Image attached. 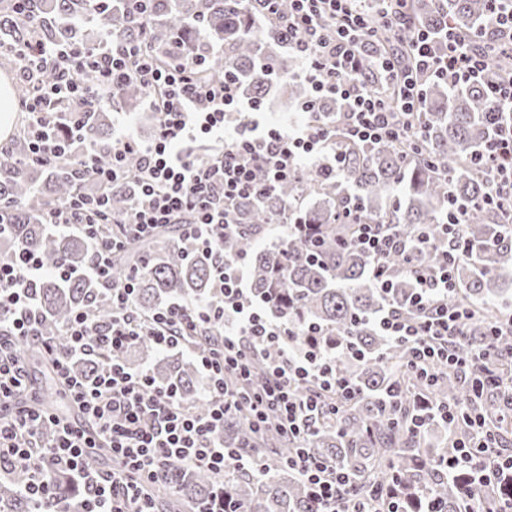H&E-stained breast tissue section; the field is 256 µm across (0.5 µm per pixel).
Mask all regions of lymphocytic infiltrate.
I'll return each mask as SVG.
<instances>
[{"instance_id": "f902f5d3", "label": "lymphocytic infiltrate", "mask_w": 512, "mask_h": 512, "mask_svg": "<svg viewBox=\"0 0 512 512\" xmlns=\"http://www.w3.org/2000/svg\"><path fill=\"white\" fill-rule=\"evenodd\" d=\"M254 2L261 15L287 30L288 48L302 61L299 76L310 89L302 111L338 103L349 135L359 141L413 137L420 99L417 72L454 87L483 82L490 100L485 120L495 136L476 163L490 179V203L512 219V77L491 76L486 55L472 39L449 38L446 51L439 52L427 33H415L407 46V71L384 53L376 59V74L369 75L361 68V54L372 37L367 0H290L285 13L281 0ZM10 52L28 85L19 105L33 164L55 166L66 155L57 130L77 131L78 115L127 81L144 88V104L157 122L147 143L120 137L106 152L84 146L78 166L100 184V192L61 202L43 216L57 234H80L90 241L84 274L100 285L112 309L109 322L75 312L62 329L67 352L59 354L55 340L41 333L35 288L49 275L68 280L71 270L63 264L45 268L22 245L0 258V476L18 467L28 471L29 512H66L47 479L55 471L68 473L85 491L83 512H158L149 489L174 463L218 475L260 472L251 453L225 447L221 434L228 413L243 409L257 427L271 422L279 432L303 438L312 418L335 414L337 401L351 398L354 387L337 375L328 346L293 348L287 320L252 300L244 259L226 260L216 252L224 235L236 228L239 200L274 191L305 163H317L333 176L342 172L343 157L329 128L261 126L251 115L264 111V102L243 97L231 75L197 78L196 66L181 58L154 62L140 41L112 33L94 49L26 43ZM48 67L56 72L50 83L41 79ZM62 102L73 105L75 119L63 120L56 109ZM132 153L140 160L134 174L126 166ZM130 180L138 193L129 211L115 214L107 192ZM176 224L182 225L190 248L215 253L216 293L174 300L146 325L135 308L137 275L115 279L112 257L129 239H148ZM468 252L466 241H457L435 268L416 273L412 312L392 308L376 322L383 335L409 347V365L423 379H432V365L441 362L470 373L493 350L488 343L458 348L473 312L451 302L452 271ZM200 330L220 338L199 360L209 403L203 416L184 407L175 389L156 385L150 371L132 369L115 356L144 338L158 350L176 349ZM20 342L39 347L78 419L60 418L34 392L28 362L14 351ZM90 356L102 360L94 376L75 375L72 360ZM257 356L265 361L266 375L255 384L250 363ZM470 427L472 444L440 456V466L450 473L469 469L484 475L512 470V455L497 453L498 440L484 418L472 417ZM96 448L108 449L110 469L96 465ZM287 462L307 483L320 512H344L347 500L351 512H376L375 497L356 498L344 468L303 448L289 454Z\"/></svg>"}]
</instances>
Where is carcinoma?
Listing matches in <instances>:
<instances>
[{"instance_id": "obj_1", "label": "carcinoma", "mask_w": 512, "mask_h": 512, "mask_svg": "<svg viewBox=\"0 0 512 512\" xmlns=\"http://www.w3.org/2000/svg\"><path fill=\"white\" fill-rule=\"evenodd\" d=\"M24 4L39 26L31 28L14 5L2 6L0 44L27 41L94 47L110 26L122 37H142L146 51L162 63L177 49L185 63H203L201 71L208 78L220 77L227 69L246 93L260 100L266 99L272 86L258 76L257 65L266 64L278 73L293 66L282 30L261 21L246 0H151V27L141 35L129 19L112 9L110 0L96 8L89 0H24ZM386 9L404 14L405 35L426 31L439 49L444 48L450 30L466 37L482 35L481 49L488 53L489 67L499 73L512 70V55L500 53L489 32L487 0H402L399 5L387 4ZM373 33L363 56L367 68L377 53L396 51L384 19H373ZM418 84L421 101L416 123L423 134L422 152L412 153L404 142L351 138L334 117L337 105L326 102L320 110L307 113V118L317 124H335L337 144L346 157L343 173L327 179L316 166L304 167L271 195L244 204L239 231L224 238L220 250L226 259L248 258L253 299L288 319L294 347L306 346L304 332L310 324L329 333V342L336 348L337 371L357 388L354 398L338 402L336 419L316 423L306 440L308 447L344 467L359 491L373 486L395 491L400 512H427L431 500L440 503L443 512H462L469 498L485 495L476 476L436 472L445 449L430 447L425 429L415 428L413 418L422 410L415 408L412 396L405 398L399 410L384 407L388 391L413 379L406 348L381 335L374 319L390 306L408 308L415 281L405 271L402 257L392 254L384 260L392 288L387 294L379 290L372 257L356 243L353 226L341 221L350 197L357 203L358 224H386L408 241L421 230L427 232L428 247L415 257L419 265L429 266L449 249L451 235L444 223L448 191H453L467 206L459 233L473 252L472 259L457 262L452 300L474 311L466 344L483 343L486 329L502 311L499 271L512 267V235L502 227L501 211L484 204L489 185L473 162L491 139L484 122L490 103L478 84L452 88L425 75L418 77ZM279 93L300 105L307 99L308 86L293 76ZM114 97L133 108L144 98V89L132 81L117 88ZM82 124L81 139L104 150L111 145L112 116L95 108L82 117ZM29 147L20 136L0 156V202L9 213L8 227L0 234V256L24 244L49 269L61 262L77 268L86 258V240L49 234L40 217L53 205L93 190V185L74 178L69 163L52 171L28 163ZM131 187L128 183L111 190L112 210L126 209ZM284 214L290 222L287 238L258 247L263 226ZM213 261L209 255L190 254L182 229L171 226L156 240L136 241L116 253L112 270L120 279L130 268H141L135 302L148 319L176 297L210 296ZM97 288L93 280L81 277L65 283L44 280L37 289L45 315L43 334L55 337L58 347H63L59 329L80 308L100 322L108 321L111 310ZM216 341L215 336H192L186 348L198 356ZM155 378L175 388L182 403L206 412L194 360L166 359L158 365ZM415 388L433 402L453 403L461 414L481 412L492 429L499 427L498 403L475 400L471 386L448 366L437 370L435 385ZM224 445L250 447L267 461L266 472L258 479H225L224 504L240 505L247 512H318L309 488L285 465L292 443L274 429L259 433L243 417L233 415L224 421ZM25 482L21 470L0 482V503L12 512H29L30 505L19 493ZM50 482L57 497L77 505L80 487L71 479L54 473ZM218 485V475L176 463L155 489L159 512L202 508Z\"/></svg>"}]
</instances>
